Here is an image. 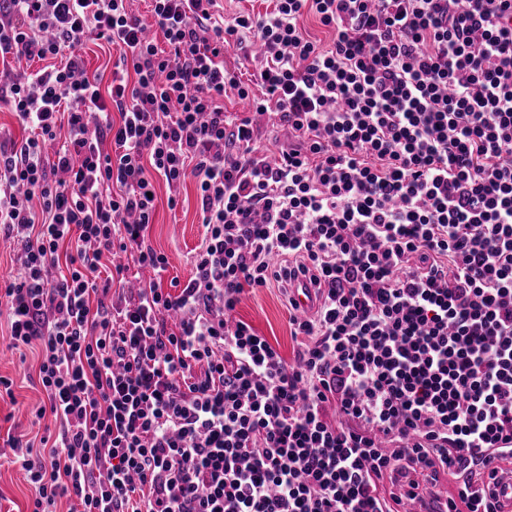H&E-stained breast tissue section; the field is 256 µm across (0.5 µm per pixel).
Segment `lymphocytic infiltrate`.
<instances>
[{
	"label": "lymphocytic infiltrate",
	"instance_id": "f902f5d3",
	"mask_svg": "<svg viewBox=\"0 0 512 512\" xmlns=\"http://www.w3.org/2000/svg\"><path fill=\"white\" fill-rule=\"evenodd\" d=\"M130 2L0 0V63L44 62L0 70L31 131L0 144L21 265L0 292L58 426L6 440L33 512H496L468 464L512 465V0H273L229 21L150 0L159 42ZM245 36L250 79L224 61ZM91 38L120 50L106 91ZM159 177L196 181L203 226L168 289L146 242ZM132 268L153 275L131 288ZM301 275L319 305L290 314L289 360L235 313Z\"/></svg>",
	"mask_w": 512,
	"mask_h": 512
}]
</instances>
